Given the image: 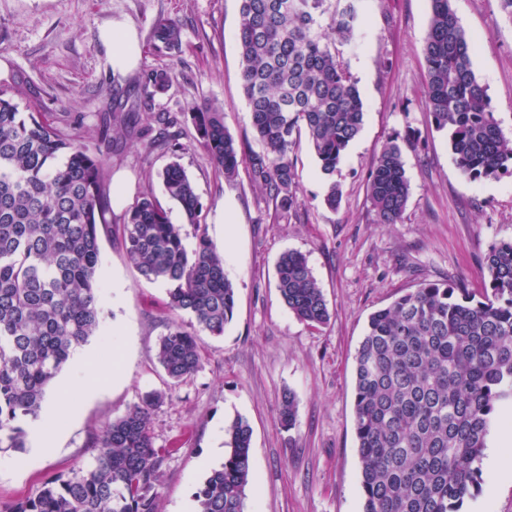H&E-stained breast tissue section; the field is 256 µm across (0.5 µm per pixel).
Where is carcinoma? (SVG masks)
<instances>
[{"label":"carcinoma","mask_w":512,"mask_h":512,"mask_svg":"<svg viewBox=\"0 0 512 512\" xmlns=\"http://www.w3.org/2000/svg\"><path fill=\"white\" fill-rule=\"evenodd\" d=\"M360 0H241L237 39L251 125L263 151L239 146L210 106L191 114L198 145L231 180L242 165L251 180L289 214L296 210L293 149L301 135L325 176V204L336 209L333 180L359 134L364 105L332 44L350 41L361 24ZM422 53L425 103L431 121L448 132L454 164L472 181L512 174V143L495 118L472 69L476 43L462 29L454 0H429ZM154 47L178 50L182 27L161 15L150 31ZM172 81L163 69L143 76L133 100L109 103L101 142L117 128L177 151L152 136L173 125L151 111ZM167 197L195 231L174 224L153 195L123 218L121 246L146 280L168 287L170 307L190 316L160 338L157 359L174 383L199 368V333L224 334L236 291L201 224L195 184L176 160L161 172ZM377 224H398L409 198L401 146L390 140L367 176ZM107 170L102 154L80 143L76 128L44 111L41 93L16 77L0 84V448L25 447L23 423L39 417L50 383L77 347L103 323L97 272L100 240L112 236ZM489 284L478 294L423 282L372 313L355 353L354 421L361 463L362 512H462L479 491L482 457L499 405L512 398V241L484 258ZM277 289L307 326L330 312L307 258L281 254ZM163 394L151 391L93 441L88 467L44 484L34 498L6 512H156V488L168 449L155 447L152 416ZM281 424L296 422L293 394L283 397ZM252 429L241 417L224 428L222 468L195 493L198 512H244L251 475Z\"/></svg>","instance_id":"cac0c4a2"}]
</instances>
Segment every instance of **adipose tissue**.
I'll return each instance as SVG.
<instances>
[{
    "instance_id": "1",
    "label": "adipose tissue",
    "mask_w": 512,
    "mask_h": 512,
    "mask_svg": "<svg viewBox=\"0 0 512 512\" xmlns=\"http://www.w3.org/2000/svg\"><path fill=\"white\" fill-rule=\"evenodd\" d=\"M99 40L113 71L125 74L138 67L142 58V49L133 28L123 22L113 21L100 30ZM117 355V350L106 348L95 353L89 365L78 367L64 387V401L54 405L46 420L33 429L31 434L33 448L39 449L46 446L49 439L59 431L61 422L70 411L72 400L92 390L93 379L114 373L113 362Z\"/></svg>"
}]
</instances>
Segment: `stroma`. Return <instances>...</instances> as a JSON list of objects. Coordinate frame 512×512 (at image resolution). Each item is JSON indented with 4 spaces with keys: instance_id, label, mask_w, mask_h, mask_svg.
Wrapping results in <instances>:
<instances>
[{
    "instance_id": "1",
    "label": "stroma",
    "mask_w": 512,
    "mask_h": 512,
    "mask_svg": "<svg viewBox=\"0 0 512 512\" xmlns=\"http://www.w3.org/2000/svg\"><path fill=\"white\" fill-rule=\"evenodd\" d=\"M454 7L466 35L480 42L472 69L512 139V23L497 0H455ZM239 10L240 0H0V81L18 74L37 86L45 111L79 120L85 143L96 150L100 113L113 88L136 85L150 69H168L172 83L153 104L176 116L182 146L174 154L114 136L109 172L123 175L129 189L112 210L113 238L101 241L103 331L77 348L46 401L54 403L80 360L116 333L124 343L121 374L72 406L51 447L35 454L26 447L0 449V504L34 496L44 483L88 466L96 453L92 443L108 423L157 390L164 398L153 413L154 443L168 449L169 458L156 512L194 502L207 476L202 459L239 416L252 428L244 512H362L353 356L369 315L423 281L481 290L489 278L485 255L512 240V175L467 179L453 163L447 132L427 115L422 47L429 0H363L357 40L337 46L364 101L363 128L335 175L342 192L338 208L323 202L324 176L305 139L294 150L298 204L289 217L276 213L247 167L225 180L197 147L190 114L208 104L219 107L236 142L261 151L243 94ZM160 14L183 27L177 54H159L148 40ZM115 18L133 24L142 47L138 69L128 75L112 71L98 39L100 27ZM393 138L403 151L410 194L400 223L378 224L366 180L375 156ZM175 159L196 185L206 234L236 288L223 335H202L199 370L176 384L157 361L172 316L167 290L139 275L118 238L127 208L147 192L173 223H183L159 178ZM224 206L235 216L228 237L217 222ZM287 250L306 255L331 313L327 325L309 328L282 301L276 262ZM288 392L297 403L289 430L279 421ZM482 471L467 512H512V477L497 479L487 463Z\"/></svg>"
}]
</instances>
